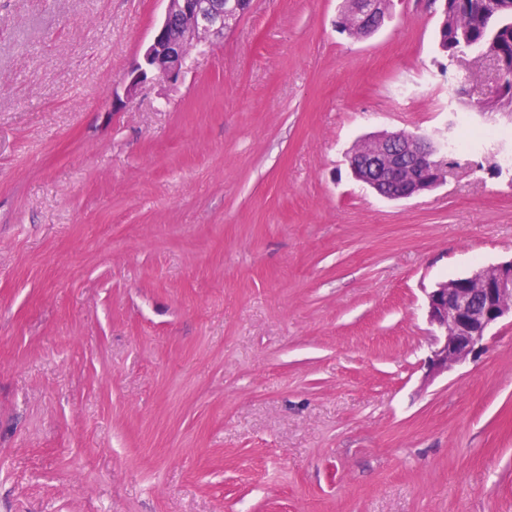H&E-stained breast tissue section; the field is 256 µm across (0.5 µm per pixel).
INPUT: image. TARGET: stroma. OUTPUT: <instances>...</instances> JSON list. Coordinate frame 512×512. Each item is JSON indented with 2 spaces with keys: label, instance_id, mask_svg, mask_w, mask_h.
<instances>
[{
  "label": "stroma",
  "instance_id": "stroma-1",
  "mask_svg": "<svg viewBox=\"0 0 512 512\" xmlns=\"http://www.w3.org/2000/svg\"><path fill=\"white\" fill-rule=\"evenodd\" d=\"M342 0H254L175 85L127 74L163 0H0V512H512V324L425 379V292L512 258V114ZM458 152L388 200L359 140ZM383 1L385 0H364V2L360 3V8L354 9L351 12L354 27L357 29L349 27L346 18V13L353 0H349L348 5L345 3L343 14L339 21V24L342 26V33H346L350 38H362V34L358 29L370 30L371 33L380 29L388 18Z\"/></svg>",
  "mask_w": 512,
  "mask_h": 512
}]
</instances>
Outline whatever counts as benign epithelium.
I'll return each mask as SVG.
<instances>
[{"instance_id": "7a95c632", "label": "benign epithelium", "mask_w": 512, "mask_h": 512, "mask_svg": "<svg viewBox=\"0 0 512 512\" xmlns=\"http://www.w3.org/2000/svg\"><path fill=\"white\" fill-rule=\"evenodd\" d=\"M161 22L143 52V62L128 75L126 99L131 101L138 86L155 71L174 83L182 76V66L189 47L208 36H224V26L239 19L252 0H165ZM354 27L375 31L388 18L383 0H364L351 12ZM180 24L182 35H171L174 24ZM359 164L350 166L377 194L398 175L401 163L415 160L435 168L443 154L428 138L410 135L405 138L390 134L377 143L355 153ZM464 285L448 287L441 281L426 292L427 322L432 328L430 354L426 360L428 376L434 378L452 368L473 360L485 348L489 332L504 321L512 324V259L479 267L460 277ZM479 281L481 287L469 284Z\"/></svg>"}]
</instances>
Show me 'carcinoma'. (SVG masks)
I'll list each match as a JSON object with an SVG mask.
<instances>
[{
    "mask_svg": "<svg viewBox=\"0 0 512 512\" xmlns=\"http://www.w3.org/2000/svg\"><path fill=\"white\" fill-rule=\"evenodd\" d=\"M439 51L451 59L468 53L497 58L502 73L487 106L512 112V0H440Z\"/></svg>",
    "mask_w": 512,
    "mask_h": 512,
    "instance_id": "cac0c4a2",
    "label": "carcinoma"
}]
</instances>
